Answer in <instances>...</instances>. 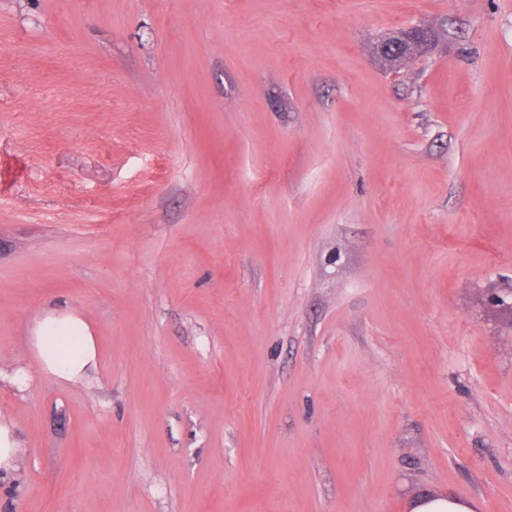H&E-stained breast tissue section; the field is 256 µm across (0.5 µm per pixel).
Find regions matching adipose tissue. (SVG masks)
<instances>
[{
    "label": "adipose tissue",
    "instance_id": "1",
    "mask_svg": "<svg viewBox=\"0 0 512 512\" xmlns=\"http://www.w3.org/2000/svg\"><path fill=\"white\" fill-rule=\"evenodd\" d=\"M34 341L40 368L60 379L78 380L96 362L95 339L76 316L47 315L39 322Z\"/></svg>",
    "mask_w": 512,
    "mask_h": 512
}]
</instances>
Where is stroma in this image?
<instances>
[{
	"label": "stroma",
	"mask_w": 512,
	"mask_h": 512,
	"mask_svg": "<svg viewBox=\"0 0 512 512\" xmlns=\"http://www.w3.org/2000/svg\"><path fill=\"white\" fill-rule=\"evenodd\" d=\"M0 421V512H512V0H0ZM429 41L430 32L425 28L417 27L380 41L376 45V54L382 60L387 62L396 60L399 64L413 58L417 51L427 46ZM34 341L40 368L60 379L78 380L96 363L94 336L74 315L48 314L39 322ZM20 450V444L10 426L0 424V470L9 473L13 469V462ZM411 512H473L457 497L446 493L423 494L410 504Z\"/></svg>",
	"instance_id": "obj_1"
}]
</instances>
